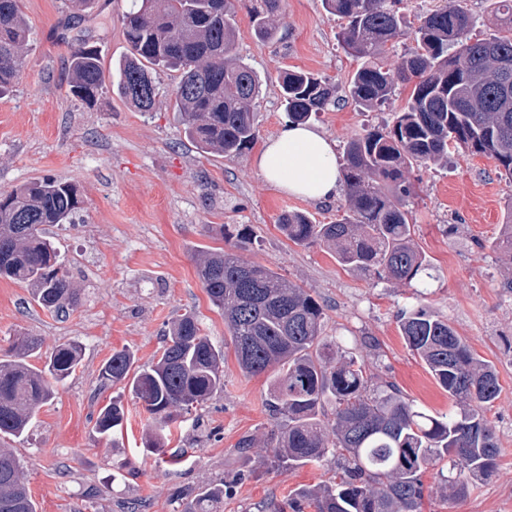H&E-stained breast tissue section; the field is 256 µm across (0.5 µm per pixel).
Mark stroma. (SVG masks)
I'll use <instances>...</instances> for the list:
<instances>
[{
	"label": "stroma",
	"instance_id": "stroma-1",
	"mask_svg": "<svg viewBox=\"0 0 512 512\" xmlns=\"http://www.w3.org/2000/svg\"><path fill=\"white\" fill-rule=\"evenodd\" d=\"M128 4L92 0L77 19L69 0H24L30 48L20 80L0 98V192L47 176L78 187L82 211L73 223L51 224L45 232L62 254L79 302L58 317L39 307L24 285L0 279V351L14 336L29 334L45 340L36 366L70 340L81 343L82 358L38 411L28 437L0 446L20 459L37 512H178L187 492L219 479L227 484L219 512L284 510L296 488L332 480L335 467L284 466L256 477L252 459L238 453L243 436L270 428L268 377L240 371L224 316L198 280L199 248L224 247L226 238L246 230L253 243L243 258L318 299L326 335L351 349L376 381L394 382L436 414L454 401L399 333L397 314L413 302L414 288L350 271L323 245L295 244L277 227L287 211L334 222L344 196L315 203L282 194L259 173L254 148L234 160L200 152L185 139L174 110L172 74L157 75L150 112L112 93L91 106L70 95L65 60L72 46L95 43L107 70L128 53L121 23ZM235 23L239 51L262 80L254 103L260 141L275 136L287 117L277 82L281 68L318 74L337 87L335 106L315 124L340 149L392 123L407 105L410 88L402 83L386 107L364 109L348 99L360 62L338 43L340 21L321 0H284L273 43L254 36L247 9L238 10ZM409 178L417 191L409 204L414 241L433 265L422 303L495 364L502 386L489 413L498 473L465 498L434 500L431 512H512V290L503 286L505 262L491 249L512 201V181L499 177L492 159L461 151L451 152L447 163L412 169ZM189 310L224 347V391L202 407L199 426L173 430L167 451L183 459L169 465L144 450L151 425L131 396L123 398L127 420L119 446L99 437L95 419L112 392L101 389L98 375L116 350H129L141 365L157 358L167 322ZM89 486L102 489L92 501L82 495Z\"/></svg>",
	"mask_w": 512,
	"mask_h": 512
}]
</instances>
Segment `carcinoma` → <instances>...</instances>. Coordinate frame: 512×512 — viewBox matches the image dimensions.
<instances>
[{
	"label": "carcinoma",
	"mask_w": 512,
	"mask_h": 512,
	"mask_svg": "<svg viewBox=\"0 0 512 512\" xmlns=\"http://www.w3.org/2000/svg\"><path fill=\"white\" fill-rule=\"evenodd\" d=\"M282 0H132L122 16L130 54L113 66L112 93L140 112L155 106L158 72L175 74V109L185 138L206 154L227 160L258 139L252 109L261 80L238 51L235 16L247 5L254 35L278 39ZM344 21L337 33L361 66L348 95L367 109L383 106L398 83L411 85L408 104L392 125L350 140L341 172L346 207L332 224H315L302 212L279 218L298 245L322 244L346 268L378 280L424 283L431 263L414 242L408 173L448 161L449 149L491 158L512 180V0H498V33L472 41L475 20L465 0L443 5L406 30L401 0H322ZM410 38L414 46L396 68L378 62L387 44ZM29 49L22 0H0V96L20 78ZM73 97L93 104L104 94L98 47L86 41L70 50ZM280 96L294 122H308L336 102L337 89L302 70L280 71ZM78 188L52 178L9 191L0 207V277L29 288L40 307L64 315L77 289L60 255L44 236L47 224H65L82 209ZM252 239L239 234L229 250L201 249L196 274L211 303L224 314L239 369L270 373L271 427L259 441L244 436L240 448H259V468L336 464V480L294 490L292 512H423L426 472L438 468L434 493L447 503L466 497L498 471L499 444L487 417L502 387L496 366L478 356L446 320L421 304L398 316L401 336L460 408L434 416L418 408L391 381L373 382L363 362L324 335L322 304L273 269L244 260ZM512 263V211L491 243ZM40 336H18L0 357V436L29 433L39 409L55 397L54 385L80 364L76 341L52 348L41 368ZM100 388L121 384L154 425L146 448L165 454L164 432L192 421L193 410L224 391V348L203 333L199 318L184 313L164 330L161 355L135 365L115 350L99 372ZM125 407L117 396L102 407L96 432L109 439L122 428ZM224 481L186 496L181 512H217ZM0 512H37L19 461L0 448Z\"/></svg>",
	"instance_id": "cac0c4a2"
}]
</instances>
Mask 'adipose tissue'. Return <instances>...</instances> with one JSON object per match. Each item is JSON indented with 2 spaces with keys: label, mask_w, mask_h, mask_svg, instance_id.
Listing matches in <instances>:
<instances>
[{
  "label": "adipose tissue",
  "mask_w": 512,
  "mask_h": 512,
  "mask_svg": "<svg viewBox=\"0 0 512 512\" xmlns=\"http://www.w3.org/2000/svg\"><path fill=\"white\" fill-rule=\"evenodd\" d=\"M255 163L269 184L294 198L329 201L341 189L334 140L308 125L284 123Z\"/></svg>",
  "instance_id": "1"
}]
</instances>
